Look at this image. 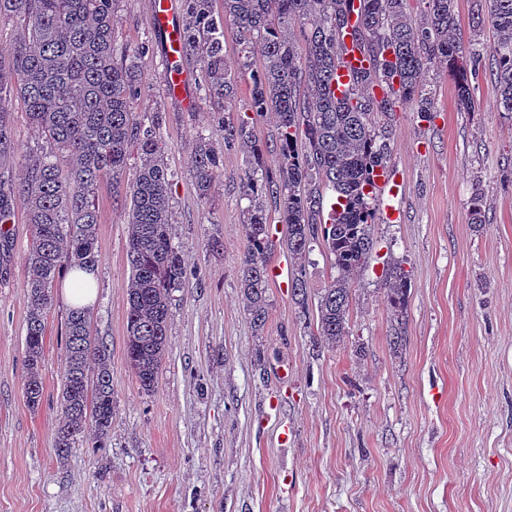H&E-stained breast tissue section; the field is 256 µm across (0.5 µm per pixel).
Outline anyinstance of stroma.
<instances>
[{
	"mask_svg": "<svg viewBox=\"0 0 512 512\" xmlns=\"http://www.w3.org/2000/svg\"><path fill=\"white\" fill-rule=\"evenodd\" d=\"M457 4L478 56L477 105L459 111L435 63L424 77L432 120L419 121L410 105L389 118L402 220L378 215L374 249L353 284L350 334L331 348L316 340L317 306L336 271L319 240L306 259L293 258L282 224L271 228L267 260L303 275L308 301L268 284V317L254 329L240 282L250 151L225 150L196 63L183 67L182 97L166 93L151 0H117V50L149 48L133 112L161 116L174 175L171 233L188 280L173 293L158 385L144 392L125 350V197L101 180L91 330L111 352L112 428L104 447L83 441L58 459L68 302L55 286L44 399L29 410L24 289L33 228L15 198L0 277V512H512V114L495 105L497 37L486 0ZM200 132L225 151L205 199L194 183ZM477 193L480 224L470 212ZM396 263L412 284L399 321L384 289ZM398 327L406 342L396 348Z\"/></svg>",
	"mask_w": 512,
	"mask_h": 512,
	"instance_id": "1",
	"label": "stroma"
}]
</instances>
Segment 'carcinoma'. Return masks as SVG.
Returning a JSON list of instances; mask_svg holds the SVG:
<instances>
[{
    "mask_svg": "<svg viewBox=\"0 0 512 512\" xmlns=\"http://www.w3.org/2000/svg\"><path fill=\"white\" fill-rule=\"evenodd\" d=\"M408 0H362L358 46L373 71L358 76L350 93L331 88L340 56L342 30L349 24L346 0H224L214 12L212 0H183L182 60L199 65L209 96L235 100L236 80L226 69L224 26L239 33L241 67L251 70L249 110L272 112L277 136V169L267 164L256 144L249 118H219L224 147L252 151L245 173V251L241 288L254 328L268 314L267 253L271 216L259 194L279 204V223L287 226L288 250L299 259L322 239L336 268V279L318 302L320 342L334 348L349 335L353 279L374 248L376 185L374 171L388 166L390 131L378 118L404 104L418 118L432 117L421 77L431 61L446 65L460 108L475 107L473 88L461 61L465 44L458 27L457 0H422L426 16L412 23ZM115 0H0V18H16L14 41L0 47V253L9 251L7 232L13 200L23 197L34 236L27 255L32 271L24 300L28 315L24 339L26 406L42 404L40 365L44 354L45 315L54 303L53 288L64 269H87L98 262V215L93 193L100 178L125 188L129 199L131 268L127 287L126 357L140 388L158 384L167 348L173 291L183 287L186 270L172 241L170 191L172 173L158 134L159 118L136 120L132 104L141 97L137 60L141 45L124 62L114 53ZM489 19L497 33L496 101L512 113V0H488ZM300 32L298 50L294 32ZM260 47L261 67L252 70L250 54ZM26 106L32 126L45 134L50 150L30 160L27 180L14 183L7 165L20 157L8 103ZM304 137L298 148V137ZM139 159L134 178L126 180L131 149ZM196 189L206 197L223 165L206 137L195 148ZM336 194L323 219V188ZM410 277L395 266L386 276L387 302L402 315ZM67 358L58 414L55 449L68 457L82 438L100 445L112 427L110 352L91 334L86 307L69 309L65 321Z\"/></svg>",
    "mask_w": 512,
    "mask_h": 512,
    "instance_id": "obj_1",
    "label": "carcinoma"
}]
</instances>
